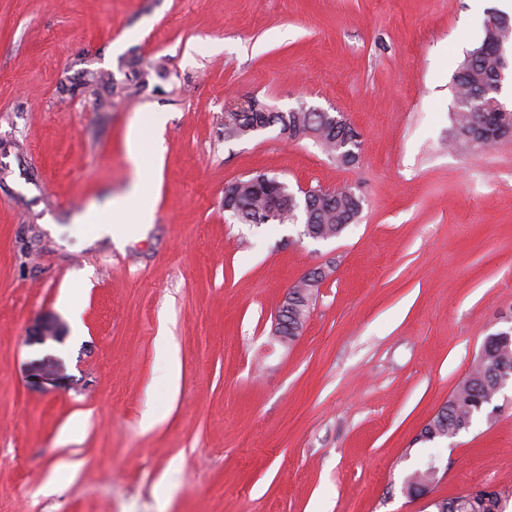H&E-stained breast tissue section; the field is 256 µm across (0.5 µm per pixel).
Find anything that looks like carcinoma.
<instances>
[{
	"mask_svg": "<svg viewBox=\"0 0 512 512\" xmlns=\"http://www.w3.org/2000/svg\"><path fill=\"white\" fill-rule=\"evenodd\" d=\"M496 21L493 39L487 43L486 51L478 57L466 56L453 76L454 98L464 102L454 111L455 140L477 149L490 148L512 135V106L503 103L497 109L490 108L482 95L483 90L498 77L500 48L512 42V18L499 13ZM152 70L158 74L160 66L150 63L143 68H135L132 76L121 81H106L98 73L90 72L83 89L94 98L104 89L110 96L124 99L148 84L147 77ZM248 119L264 121L272 126L280 123L282 131L290 138L311 137L325 152L345 164L357 159V154L353 152L358 147L356 143L348 145V149L352 150L349 155L342 156L336 149V143L352 139V129L341 124L332 126L323 123L319 115L306 111L303 106L285 116L280 112H253L241 119L235 112L224 113V120L231 125L243 124ZM236 192L241 205L237 218L244 224L264 223L268 206L266 191L258 190L249 178L242 181ZM361 209L360 199L350 190L340 188L329 191L325 199L311 196V205L308 210L301 211V216L303 223L315 232L334 238L357 220ZM314 295L315 291L301 288L294 292L288 314V335L300 336L304 319L309 317ZM501 368L512 372V340L497 341L488 336L483 342L481 354L474 359L468 373L456 385L442 409L423 428L425 441L453 439L465 431L475 417L483 414L500 391L498 370ZM433 461L434 455L431 454L411 472L405 485L408 494H419L436 482L437 471L433 469ZM511 497L501 490L492 492L488 498L476 497L467 490L446 499L445 512H505Z\"/></svg>",
	"mask_w": 512,
	"mask_h": 512,
	"instance_id": "1",
	"label": "carcinoma"
}]
</instances>
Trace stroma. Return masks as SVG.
Returning a JSON list of instances; mask_svg holds the SVG:
<instances>
[{"instance_id": "35a3bbf8", "label": "stroma", "mask_w": 512, "mask_h": 512, "mask_svg": "<svg viewBox=\"0 0 512 512\" xmlns=\"http://www.w3.org/2000/svg\"><path fill=\"white\" fill-rule=\"evenodd\" d=\"M503 7L0 0V512H437L512 488L510 386L493 422L439 446L428 492L403 490L422 427L512 317V138L450 144L453 75ZM135 60L162 66L135 96L82 91ZM235 95L343 116L356 164L276 126L225 137ZM150 112L167 117L154 221L86 243L75 219L130 193L126 133ZM259 172L348 187L362 211L326 242L240 223L224 189ZM320 266L302 335L279 343L284 294ZM46 314L62 341L27 345ZM47 353L65 383L33 388Z\"/></svg>"}]
</instances>
